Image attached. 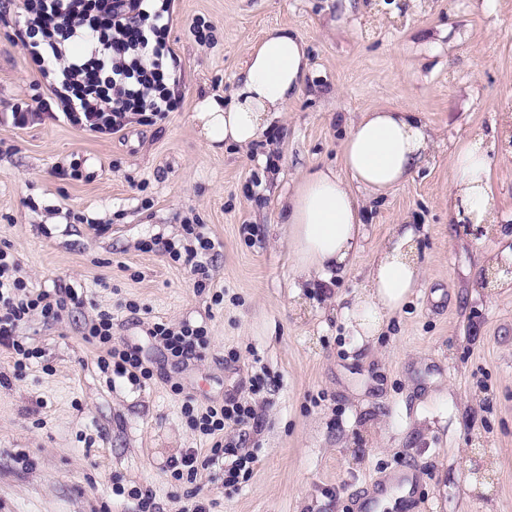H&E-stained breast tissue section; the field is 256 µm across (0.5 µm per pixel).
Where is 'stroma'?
Returning a JSON list of instances; mask_svg holds the SVG:
<instances>
[{"label": "stroma", "instance_id": "1", "mask_svg": "<svg viewBox=\"0 0 512 512\" xmlns=\"http://www.w3.org/2000/svg\"><path fill=\"white\" fill-rule=\"evenodd\" d=\"M170 43L180 105L117 134L57 115L15 125L10 108L44 94L24 49V0L0 14V247L28 289L73 288L63 319L32 316L23 371L0 348V512H350L385 472L420 473L416 512H512V292L488 261L505 242L448 219V151L497 131L490 184L512 216V0H173ZM203 19L208 41L191 24ZM337 28H330V20ZM307 44L311 78L250 148L211 149L192 119L227 99L249 47L273 26ZM373 107L424 113L427 163L366 207L350 271L293 293L286 244L273 243L276 196L310 166L341 168L346 122ZM272 160L281 182L267 177ZM78 177H71V169ZM203 225L219 249L206 287L186 261L145 242L188 245ZM420 235L422 286L376 344L338 313L394 225ZM112 314V340L139 349L141 384L97 365L84 332ZM158 321L207 329L199 359L175 366L150 337ZM236 397L256 419L224 430L250 455L174 481L170 460L209 442L183 410Z\"/></svg>", "mask_w": 512, "mask_h": 512}]
</instances>
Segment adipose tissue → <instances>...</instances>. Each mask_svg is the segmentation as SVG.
Returning <instances> with one entry per match:
<instances>
[{
	"instance_id": "1",
	"label": "adipose tissue",
	"mask_w": 512,
	"mask_h": 512,
	"mask_svg": "<svg viewBox=\"0 0 512 512\" xmlns=\"http://www.w3.org/2000/svg\"><path fill=\"white\" fill-rule=\"evenodd\" d=\"M310 71L297 31L268 29L248 50L228 104L203 100L194 118L209 143L246 147L286 112ZM434 139L422 113L375 108L353 121L342 169L304 170L277 196V226L288 245L295 287L327 283L345 273L363 248L362 208L407 182L430 156ZM494 144L476 135L448 152V213L457 221L499 224L488 174ZM422 266L413 227L398 224L369 264L362 290L344 310L360 341L381 336L419 288Z\"/></svg>"
}]
</instances>
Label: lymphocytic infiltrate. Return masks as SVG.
Listing matches in <instances>:
<instances>
[{
	"label": "lymphocytic infiltrate",
	"mask_w": 512,
	"mask_h": 512,
	"mask_svg": "<svg viewBox=\"0 0 512 512\" xmlns=\"http://www.w3.org/2000/svg\"><path fill=\"white\" fill-rule=\"evenodd\" d=\"M171 4L172 0H25L26 46L48 88L34 105L12 106L14 124L24 126L34 116L56 110L89 131L115 134L128 114L157 117L174 111L177 103L168 88L173 75ZM17 271V263L0 248V346L11 351L15 369L22 370L34 352L19 340L20 324L35 314L61 320L74 293L69 288L28 291ZM149 334L174 361L185 363L199 358L207 329L185 323L175 331L161 321ZM84 338L99 349V367L113 368L134 384L151 378L138 350L113 343L109 312H99ZM184 410L194 427L210 436L211 446L207 455L189 449L172 460V478L194 479L199 470L224 458L227 483L237 482L248 461L225 444L224 428L249 423L255 417L252 408L229 398L199 414L189 404Z\"/></svg>",
	"instance_id": "lymphocytic-infiltrate-1"
}]
</instances>
